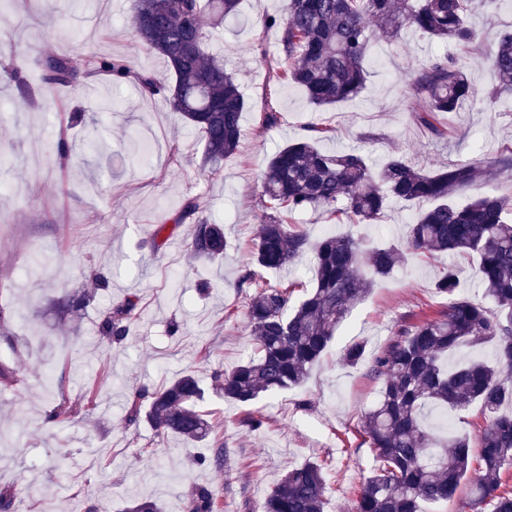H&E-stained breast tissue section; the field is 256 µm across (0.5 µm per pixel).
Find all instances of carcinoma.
I'll use <instances>...</instances> for the list:
<instances>
[{
  "instance_id": "carcinoma-1",
  "label": "carcinoma",
  "mask_w": 512,
  "mask_h": 512,
  "mask_svg": "<svg viewBox=\"0 0 512 512\" xmlns=\"http://www.w3.org/2000/svg\"><path fill=\"white\" fill-rule=\"evenodd\" d=\"M484 0H285L284 12L262 21L282 31L283 58L271 80L300 86L316 107L356 98L364 88L369 49L377 40L392 41L405 28L432 39L453 41L465 49L476 35L469 12ZM239 0H132L128 26L142 47L163 57L174 82L159 85L136 72L122 57L93 56L92 69L112 77L115 85L135 83L146 96L165 97L197 131L205 159L218 165L235 154L243 134L246 100L224 57L209 52L223 22L238 16ZM149 18L150 27L142 21ZM497 83L479 93L469 76L446 54L431 56L407 74L405 85L412 111L432 133L438 113L458 112L480 104L494 110L512 93V27L498 33L488 48ZM43 84L71 86L78 74L64 58L46 52L38 63ZM307 135L279 148L262 176L264 224L259 226L251 261L238 287L254 289L246 306L247 329L254 354L231 372L216 370L213 389L230 403L252 404L260 396L300 386L332 341L350 311L406 256L432 258L464 253L478 261L484 296L494 308L456 296L459 269L443 268L434 288L448 297L438 317L399 329L387 347L373 357L368 373L381 382L378 402L363 420V435L373 451L375 467L360 485L350 512H422L424 503L455 499L470 483L469 512H512V488L502 481L512 471V195L484 193L459 206L454 197L512 171V156L503 154L489 167L460 163L427 171L402 156H388L373 170L355 153L330 154L316 146L329 128L306 126ZM419 205L405 236L396 243L373 245L358 229L378 223L391 201ZM321 212L344 216L357 232L329 235L317 241L298 224H288L282 211ZM228 246L224 225L199 220L190 249L198 258L215 259ZM309 255L315 283L293 309L291 288L264 280L267 270L282 269ZM139 317V298L130 295L109 310L98 332L122 343ZM490 344L491 361L467 357L466 349ZM366 341L348 345L343 363L365 360ZM205 390L192 372L159 388L136 389L129 398L128 423L149 422L158 441L175 436L207 441L213 427L199 409ZM478 405L487 422L476 439L464 431L441 433L428 414L462 413ZM71 410L52 405L46 423H64ZM241 426L257 431L267 419L247 413ZM328 489L325 466L309 462L289 469L267 494L262 512H323ZM214 492L192 487L183 512H220ZM126 512H163L161 504L143 496Z\"/></svg>"
}]
</instances>
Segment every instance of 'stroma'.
<instances>
[{"instance_id": "stroma-1", "label": "stroma", "mask_w": 512, "mask_h": 512, "mask_svg": "<svg viewBox=\"0 0 512 512\" xmlns=\"http://www.w3.org/2000/svg\"><path fill=\"white\" fill-rule=\"evenodd\" d=\"M61 17L48 31L36 21L46 4ZM127 0H0V41L15 43L28 59L29 93L0 79V482L19 494L13 512H122L138 494L158 499L165 512H181L192 485L215 491L223 512H260L266 494L290 468L325 464L324 512H348L373 468L361 418L380 396L366 367L342 363L347 345L367 341L382 351L396 331L439 316L446 301L434 283L444 265L461 271L460 293H478L475 258L405 263L378 280L339 327L325 355L298 388L262 396L254 404L267 427L238 424L241 406L206 391L200 408L226 443L220 468L197 464L208 443L169 439L156 455L148 423L127 422L128 398L140 386H157L192 369L210 383L214 369L232 371L250 357L244 292L238 287L259 224L261 174L273 153L303 135L308 124L329 130L325 152L355 149L372 164L399 152L419 166L477 161L488 165L512 146V110L472 107L438 118L432 134L409 110L403 77L433 54L445 53L479 89L493 83L487 44L512 25V13L489 0L471 17L477 37L468 50L403 30L370 50L365 87L354 100L328 109L312 105L289 84H269L279 60V37L262 21L280 15L282 0H241L239 20L225 24L218 47L247 100L240 150L211 166L204 145L161 96L143 98L131 84L89 71L91 55H125L162 84L173 75L164 61L133 39ZM66 56L83 77L74 86L44 88L37 60ZM279 124L261 131L267 97ZM67 135L71 152L59 161L55 145ZM200 201V217L223 224L224 259L193 257L192 222L176 223L187 197ZM417 204L397 201L382 220L363 228L367 241L400 240ZM160 235L159 251L145 242ZM104 274L107 287L98 286ZM210 284L200 293L198 281ZM141 300V314L121 345L100 336L97 325L125 297ZM178 324L169 334L170 324ZM67 402L69 422H44L49 403Z\"/></svg>"}]
</instances>
